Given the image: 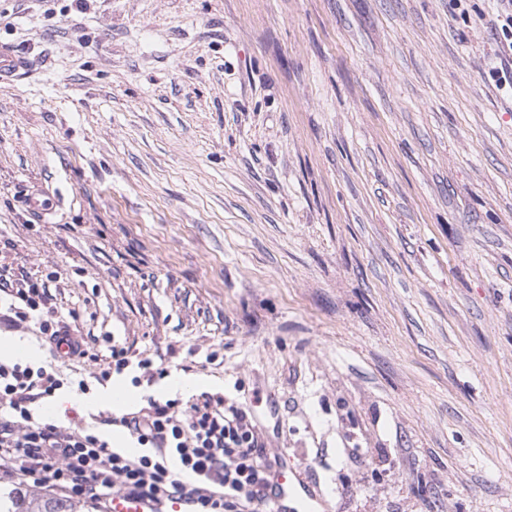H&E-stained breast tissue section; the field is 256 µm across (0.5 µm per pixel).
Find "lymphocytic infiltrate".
Here are the masks:
<instances>
[{
	"label": "lymphocytic infiltrate",
	"mask_w": 512,
	"mask_h": 512,
	"mask_svg": "<svg viewBox=\"0 0 512 512\" xmlns=\"http://www.w3.org/2000/svg\"><path fill=\"white\" fill-rule=\"evenodd\" d=\"M498 86H512V0H497ZM0 294L16 321H36L41 333L63 334L49 305L47 281L16 283L0 277ZM61 386L55 370L0 363V462L4 476L48 487L66 499L91 503L105 512L123 491L159 502L184 496L192 512H269L270 463L248 414L220 396L182 405L148 399L138 411L108 418L125 429L143 452L129 456L86 427L35 419L30 406Z\"/></svg>",
	"instance_id": "obj_1"
}]
</instances>
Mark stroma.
<instances>
[{
    "label": "stroma",
    "mask_w": 512,
    "mask_h": 512,
    "mask_svg": "<svg viewBox=\"0 0 512 512\" xmlns=\"http://www.w3.org/2000/svg\"><path fill=\"white\" fill-rule=\"evenodd\" d=\"M495 0H0V274L61 396L244 407L324 512H512V90ZM48 193L50 214L25 205ZM26 69L25 61L19 57L9 44H0V79L7 80ZM19 282L14 283L3 278L0 274V313L1 317L9 322H28L36 320L38 328L42 334L50 335L55 341L60 336H69L67 331L62 330L59 326L55 311L48 306L49 296V278L46 281H32L27 279H18ZM2 293L10 298V302L6 308V313L2 315ZM9 314H13L11 316ZM49 333V334H48Z\"/></svg>",
    "instance_id": "35a3bbf8"
}]
</instances>
